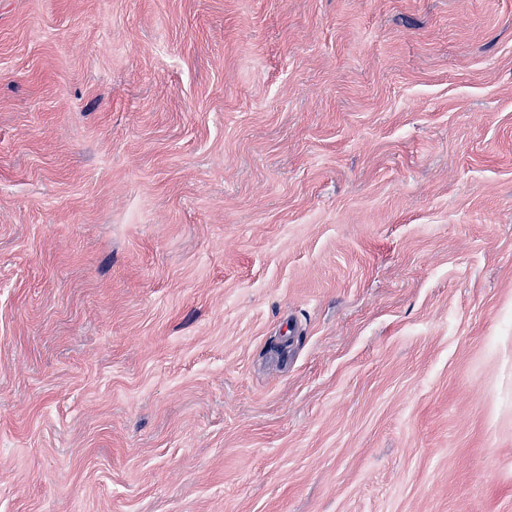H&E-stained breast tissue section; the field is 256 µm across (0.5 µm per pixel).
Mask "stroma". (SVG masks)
<instances>
[{
	"mask_svg": "<svg viewBox=\"0 0 512 512\" xmlns=\"http://www.w3.org/2000/svg\"><path fill=\"white\" fill-rule=\"evenodd\" d=\"M0 512H512V0H0Z\"/></svg>",
	"mask_w": 512,
	"mask_h": 512,
	"instance_id": "35a3bbf8",
	"label": "stroma"
}]
</instances>
